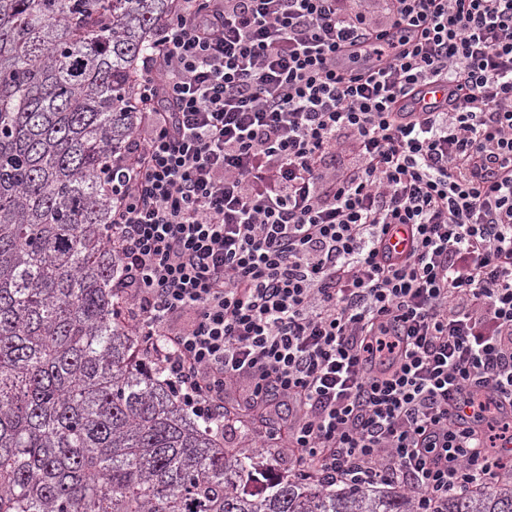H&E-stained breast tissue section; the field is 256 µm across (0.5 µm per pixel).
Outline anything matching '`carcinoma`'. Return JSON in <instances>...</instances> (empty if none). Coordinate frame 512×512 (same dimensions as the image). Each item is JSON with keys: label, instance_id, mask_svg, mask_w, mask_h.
Listing matches in <instances>:
<instances>
[{"label": "carcinoma", "instance_id": "1", "mask_svg": "<svg viewBox=\"0 0 512 512\" xmlns=\"http://www.w3.org/2000/svg\"><path fill=\"white\" fill-rule=\"evenodd\" d=\"M174 0H0V512H416L394 486L262 481L114 316L98 178ZM430 512H512V480Z\"/></svg>", "mask_w": 512, "mask_h": 512}]
</instances>
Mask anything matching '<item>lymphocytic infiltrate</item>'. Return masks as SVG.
<instances>
[{"instance_id": "f902f5d3", "label": "lymphocytic infiltrate", "mask_w": 512, "mask_h": 512, "mask_svg": "<svg viewBox=\"0 0 512 512\" xmlns=\"http://www.w3.org/2000/svg\"><path fill=\"white\" fill-rule=\"evenodd\" d=\"M131 94L112 286L185 406L419 512L512 469V0H177Z\"/></svg>"}]
</instances>
